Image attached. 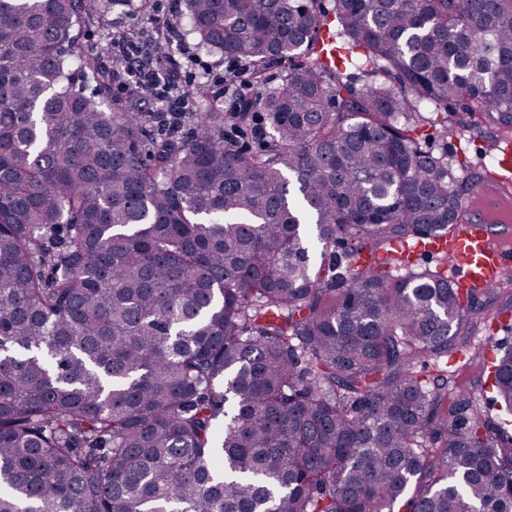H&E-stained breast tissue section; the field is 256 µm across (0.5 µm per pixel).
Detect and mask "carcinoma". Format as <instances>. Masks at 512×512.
I'll return each instance as SVG.
<instances>
[{"instance_id":"obj_1","label":"carcinoma","mask_w":512,"mask_h":512,"mask_svg":"<svg viewBox=\"0 0 512 512\" xmlns=\"http://www.w3.org/2000/svg\"><path fill=\"white\" fill-rule=\"evenodd\" d=\"M103 9L0 0V512H512V346L455 358L502 311L357 264L456 223L417 131L512 127V0H187L254 92L179 112L85 95Z\"/></svg>"}]
</instances>
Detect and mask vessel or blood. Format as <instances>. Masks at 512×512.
Here are the masks:
<instances>
[{"label":"vessel or blood","mask_w":512,"mask_h":512,"mask_svg":"<svg viewBox=\"0 0 512 512\" xmlns=\"http://www.w3.org/2000/svg\"><path fill=\"white\" fill-rule=\"evenodd\" d=\"M412 254L445 255L460 292L495 285L512 271V143L497 148L487 175L459 208L456 229L419 241Z\"/></svg>","instance_id":"b4317fda"}]
</instances>
